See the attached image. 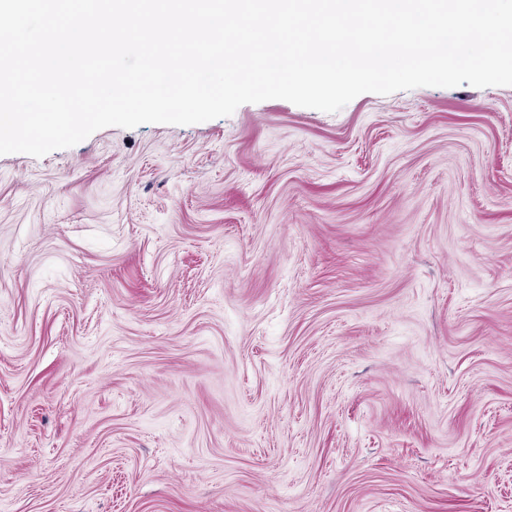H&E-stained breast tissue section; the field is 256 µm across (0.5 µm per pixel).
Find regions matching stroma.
<instances>
[{
  "label": "stroma",
  "instance_id": "1",
  "mask_svg": "<svg viewBox=\"0 0 512 512\" xmlns=\"http://www.w3.org/2000/svg\"><path fill=\"white\" fill-rule=\"evenodd\" d=\"M0 512H512V86L0 155Z\"/></svg>",
  "mask_w": 512,
  "mask_h": 512
}]
</instances>
